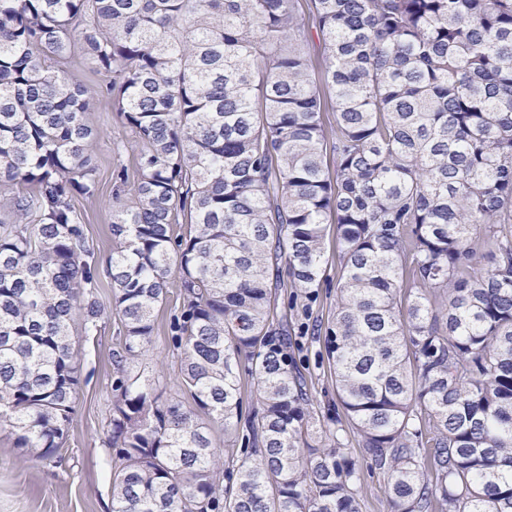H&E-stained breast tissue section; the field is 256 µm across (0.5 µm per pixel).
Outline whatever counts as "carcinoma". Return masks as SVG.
Listing matches in <instances>:
<instances>
[{"instance_id": "cac0c4a2", "label": "carcinoma", "mask_w": 512, "mask_h": 512, "mask_svg": "<svg viewBox=\"0 0 512 512\" xmlns=\"http://www.w3.org/2000/svg\"><path fill=\"white\" fill-rule=\"evenodd\" d=\"M75 38L139 147L112 176V512H361V460L390 512H512V0H0V427L37 464L71 425L72 328L106 324ZM330 218L358 460L274 317L279 289L320 287ZM172 279L174 394L131 369Z\"/></svg>"}]
</instances>
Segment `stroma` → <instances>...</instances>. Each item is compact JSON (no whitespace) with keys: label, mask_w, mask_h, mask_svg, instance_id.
Returning a JSON list of instances; mask_svg holds the SVG:
<instances>
[{"label":"stroma","mask_w":512,"mask_h":512,"mask_svg":"<svg viewBox=\"0 0 512 512\" xmlns=\"http://www.w3.org/2000/svg\"><path fill=\"white\" fill-rule=\"evenodd\" d=\"M92 99L86 114L88 124L98 138L91 151L97 169L99 190L95 197H78L74 205L84 217V232L100 264L112 255V173L117 166L133 164V148L115 153L112 141L129 138L113 97L101 95L109 76L92 71L84 62L80 47H73L65 66ZM323 281L312 301L290 302V289H283L280 310L292 326L289 364L302 375L319 415L330 417L329 427L344 443L346 454L358 456V437L344 416L334 413L336 388L327 357L321 323L331 319L336 308V276L340 252L336 227L325 230ZM176 293L155 311L157 329L146 357L136 364L137 372L164 375L169 387H176L180 358L170 346L166 324L178 307ZM117 321L108 318L101 335L81 339L82 381L74 402L73 424L63 445L58 463L40 465L31 462L23 449L15 445L9 430H0V512H111L112 469L110 452L103 443L112 404V348Z\"/></svg>","instance_id":"stroma-1"}]
</instances>
